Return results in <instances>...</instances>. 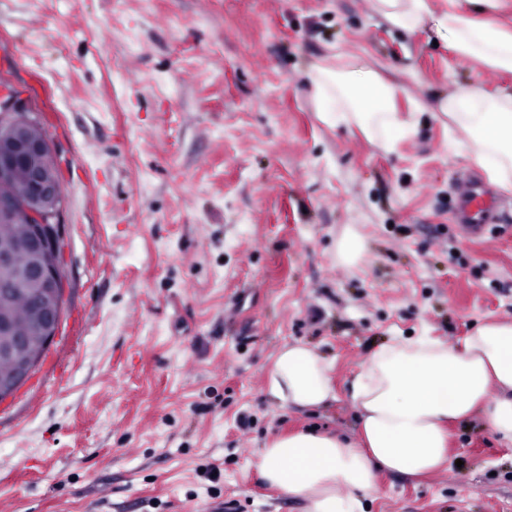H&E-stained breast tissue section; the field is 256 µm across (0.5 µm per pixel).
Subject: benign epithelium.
Instances as JSON below:
<instances>
[{
  "mask_svg": "<svg viewBox=\"0 0 512 512\" xmlns=\"http://www.w3.org/2000/svg\"><path fill=\"white\" fill-rule=\"evenodd\" d=\"M37 116L26 99L0 85V181L11 179L15 169L28 174L26 193L0 204V222L29 225L24 250L27 264L17 266L15 254L0 250V358L11 363L0 377V401L13 395L31 377L58 335L63 318L66 283L63 276L59 218L64 206L62 183L53 176L57 160L49 140L29 136ZM31 287L33 308L27 322L9 314L18 291Z\"/></svg>",
  "mask_w": 512,
  "mask_h": 512,
  "instance_id": "benign-epithelium-1",
  "label": "benign epithelium"
}]
</instances>
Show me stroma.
I'll use <instances>...</instances> for the list:
<instances>
[{
  "instance_id": "1",
  "label": "stroma",
  "mask_w": 512,
  "mask_h": 512,
  "mask_svg": "<svg viewBox=\"0 0 512 512\" xmlns=\"http://www.w3.org/2000/svg\"><path fill=\"white\" fill-rule=\"evenodd\" d=\"M433 41L371 0H0V83L62 174L67 282L61 336L0 403V512H306L260 479L266 442L356 436L350 382L390 337L512 322V192L482 238L449 224L470 162L447 118L387 154L311 100L307 68L336 51L429 105L512 85ZM295 343L332 361L329 405L269 397ZM450 432L449 463L380 475L368 512H512V446L477 418ZM364 243L361 235L350 225L336 246V261L344 266H354L362 261Z\"/></svg>"
}]
</instances>
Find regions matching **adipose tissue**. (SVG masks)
Masks as SVG:
<instances>
[{
	"label": "adipose tissue",
	"mask_w": 512,
	"mask_h": 512,
	"mask_svg": "<svg viewBox=\"0 0 512 512\" xmlns=\"http://www.w3.org/2000/svg\"><path fill=\"white\" fill-rule=\"evenodd\" d=\"M391 26H430L457 56L512 73V25L479 21L457 0H373ZM307 78L320 119L360 131L385 152L415 138L425 107L404 87L360 58L335 54L314 63ZM453 149L512 191V88L485 91L472 82L441 95ZM333 365L304 344L283 346L269 373L268 393L285 406L318 408L336 398ZM351 397L358 439L315 429L280 436L262 448L261 480L304 498L307 512H367L377 473L425 476L448 460L449 426L480 416L488 431L512 443V323H484L457 347L429 336H396L376 347L356 372Z\"/></svg>",
	"instance_id": "obj_1"
}]
</instances>
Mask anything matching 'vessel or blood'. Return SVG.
Instances as JSON below:
<instances>
[{
  "label": "vessel or blood",
  "instance_id": "1",
  "mask_svg": "<svg viewBox=\"0 0 512 512\" xmlns=\"http://www.w3.org/2000/svg\"><path fill=\"white\" fill-rule=\"evenodd\" d=\"M448 215L460 231L478 238L497 225L499 201L492 186L480 176H466L450 199Z\"/></svg>",
  "mask_w": 512,
  "mask_h": 512
}]
</instances>
